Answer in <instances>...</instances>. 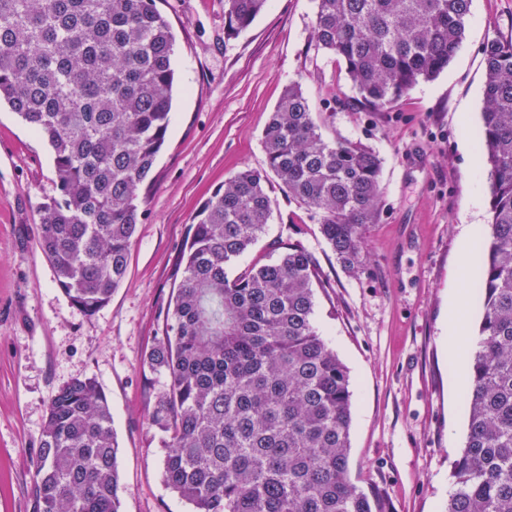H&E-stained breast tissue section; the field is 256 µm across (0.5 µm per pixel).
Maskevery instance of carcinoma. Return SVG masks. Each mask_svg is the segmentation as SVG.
<instances>
[{
    "label": "carcinoma",
    "mask_w": 512,
    "mask_h": 512,
    "mask_svg": "<svg viewBox=\"0 0 512 512\" xmlns=\"http://www.w3.org/2000/svg\"><path fill=\"white\" fill-rule=\"evenodd\" d=\"M268 0H224L225 30ZM470 0H318L315 41L345 64L358 100L384 111L435 78L465 36ZM176 39L156 0H0V102L54 151L58 193L39 204V248L73 305L94 314L124 281L139 192L153 183L172 109ZM478 153L491 220L475 286L483 316L465 398L466 441L446 512H512V40L483 47ZM264 170L245 168L196 211L163 336L144 363L167 377L153 421L163 481L190 512H391L350 474L348 371L313 324L326 287L295 243L234 277L226 264L266 233L269 174L317 219L350 273L364 268L382 160L323 139L300 83L271 114ZM112 408L93 378L49 402L34 463L33 512H121Z\"/></svg>",
    "instance_id": "1"
}]
</instances>
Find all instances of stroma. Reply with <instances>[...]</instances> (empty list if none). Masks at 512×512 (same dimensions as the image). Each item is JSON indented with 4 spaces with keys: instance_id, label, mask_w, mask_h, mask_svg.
<instances>
[{
    "instance_id": "1",
    "label": "stroma",
    "mask_w": 512,
    "mask_h": 512,
    "mask_svg": "<svg viewBox=\"0 0 512 512\" xmlns=\"http://www.w3.org/2000/svg\"><path fill=\"white\" fill-rule=\"evenodd\" d=\"M157 7L176 37L170 126L127 276L94 315L71 305L38 248L37 208L57 193L54 152L0 107V512H33L47 408L78 377L96 378L110 400L123 512H188L162 481L151 415L166 380L144 357L163 334L195 212L228 177L265 167L263 130L295 81L325 139L361 141L382 159L365 269L346 272L311 212L273 178L268 232L227 272L276 259L271 244L283 233L315 254L328 286L316 296L314 324L350 377L351 476L383 489L392 512H444L468 424L465 395L452 385L444 310L449 294L473 280L461 263L463 237L491 218L489 171L476 150L481 47L512 38V0H471L447 69L382 112L362 108L343 63L316 44V0H270L232 36L224 0Z\"/></svg>"
}]
</instances>
